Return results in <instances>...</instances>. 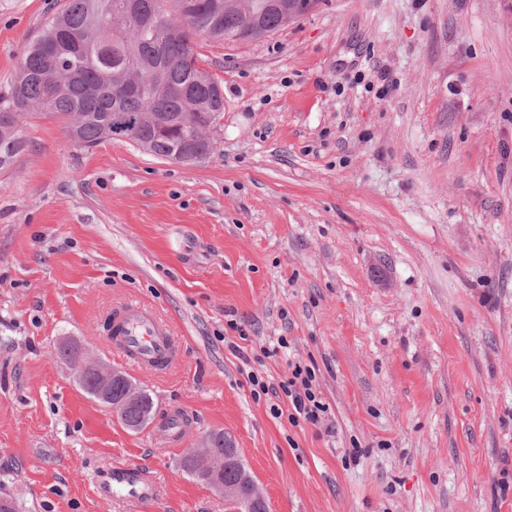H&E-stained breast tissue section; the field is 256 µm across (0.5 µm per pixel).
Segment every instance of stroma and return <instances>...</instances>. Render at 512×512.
Returning <instances> with one entry per match:
<instances>
[{
	"mask_svg": "<svg viewBox=\"0 0 512 512\" xmlns=\"http://www.w3.org/2000/svg\"><path fill=\"white\" fill-rule=\"evenodd\" d=\"M64 2L0 0V95ZM196 50L224 92L205 163L83 148L29 114V151L0 170V487L17 512H237L178 466L213 430L270 512H512V0H320ZM131 302L175 336L168 368L107 346L105 317ZM65 336L188 433L128 431L58 363ZM293 361L318 369V423L251 391L248 372L277 385ZM116 465L157 501L104 495Z\"/></svg>",
	"mask_w": 512,
	"mask_h": 512,
	"instance_id": "obj_1",
	"label": "stroma"
}]
</instances>
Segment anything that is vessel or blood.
Here are the masks:
<instances>
[{
	"label": "vessel or blood",
	"instance_id": "b4317fda",
	"mask_svg": "<svg viewBox=\"0 0 512 512\" xmlns=\"http://www.w3.org/2000/svg\"><path fill=\"white\" fill-rule=\"evenodd\" d=\"M112 326L117 336V349L134 365L148 367L157 361L173 359L175 340L154 312L137 304H127L113 310ZM108 488L113 494L144 504L154 502L158 495L154 481L131 465L113 467Z\"/></svg>",
	"mask_w": 512,
	"mask_h": 512
}]
</instances>
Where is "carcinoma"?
<instances>
[{
    "label": "carcinoma",
    "mask_w": 512,
    "mask_h": 512,
    "mask_svg": "<svg viewBox=\"0 0 512 512\" xmlns=\"http://www.w3.org/2000/svg\"><path fill=\"white\" fill-rule=\"evenodd\" d=\"M118 0H68L24 49L10 91L0 96V169L12 167L27 146L17 130L33 111L59 119L70 139L90 148L112 139V116L133 119L127 141L171 159L183 144L199 154L213 143L191 134L194 125L224 112L221 84L202 66L198 37L249 41L243 10L227 0H133L135 15L112 25ZM253 0L268 32L281 28L278 14ZM155 411L151 395L126 410L136 422ZM245 464L227 456L220 478L242 482Z\"/></svg>",
    "instance_id": "cac0c4a2"
}]
</instances>
